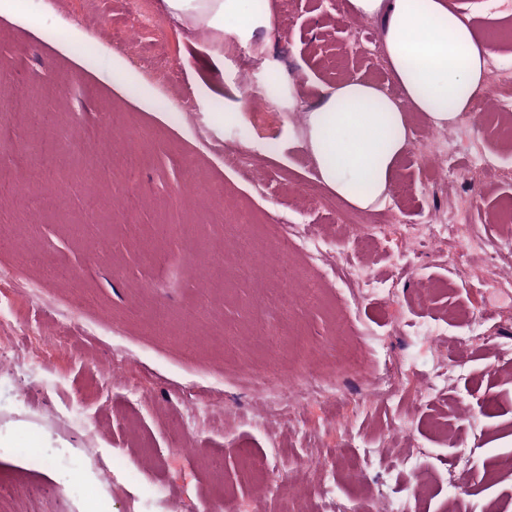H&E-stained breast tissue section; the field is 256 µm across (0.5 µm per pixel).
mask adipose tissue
Masks as SVG:
<instances>
[{
  "mask_svg": "<svg viewBox=\"0 0 512 512\" xmlns=\"http://www.w3.org/2000/svg\"><path fill=\"white\" fill-rule=\"evenodd\" d=\"M175 22L202 29L219 45L225 36L248 44L257 30L273 27L271 0H162ZM349 13L380 23L385 65L401 90L391 97L378 83L350 75L322 87L317 103L299 124H285L289 143L303 142L321 185L349 208L376 212L396 185L397 162L405 153L413 120L435 128L456 124L486 87L487 41L447 0H347ZM269 102L293 111L301 87L276 60L266 63ZM67 448L68 465L53 467L50 448ZM46 473L70 489L86 488L79 512H112V498L80 451L26 421L0 425V459Z\"/></svg>",
  "mask_w": 512,
  "mask_h": 512,
  "instance_id": "1",
  "label": "adipose tissue"
}]
</instances>
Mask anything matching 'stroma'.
<instances>
[{"label":"stroma","mask_w":512,"mask_h":512,"mask_svg":"<svg viewBox=\"0 0 512 512\" xmlns=\"http://www.w3.org/2000/svg\"><path fill=\"white\" fill-rule=\"evenodd\" d=\"M451 2L479 37L496 34L492 61L512 72L503 0ZM25 3L45 24L32 30L0 15V55L32 95L28 112H0L16 131L0 161L16 162L34 138L66 146L18 194L0 197V269L21 282L0 288V342L11 349L0 361V422L21 404L29 421L83 449L113 512H373L392 501L400 512H512V466L503 463L512 458V280H491L486 262L504 233L512 180L470 171L479 153L512 169V143L499 132L512 123V95L475 98L494 124L468 114L450 128L448 182L408 151L384 209L357 211L326 192L313 204L297 191L317 179L308 152L283 140L263 67L240 71L231 44L215 66L213 44L167 21L179 78L141 69L131 82L95 37L101 20L123 26L127 0ZM274 15L255 41L302 83L304 105L348 75L393 89L370 49L379 22L342 18L333 0H274ZM73 22L78 43L66 36ZM47 79L61 93H42ZM185 95L197 110L180 121L172 108ZM239 96L253 105L251 137L229 125L201 138L209 113ZM111 120L122 133L85 140V128ZM229 145L247 164L225 163ZM185 155L207 179L190 204ZM174 216L183 230H167ZM439 218L477 225L481 245L449 235L404 247L400 226ZM242 222L252 225L248 238L225 247L228 225ZM284 224L319 241L293 254L289 293L249 262L260 251L281 264ZM346 236L361 248L343 250ZM201 248L222 270L189 271L186 257ZM363 275L383 301L355 292ZM270 363L287 378L339 385L340 395L311 399L289 419L242 376L243 365ZM424 385L433 399L414 397ZM260 463L281 482L244 480ZM419 467L432 477L420 499ZM0 478L12 484L0 512H78L81 488L32 496L48 478L6 459Z\"/></svg>","instance_id":"1"}]
</instances>
